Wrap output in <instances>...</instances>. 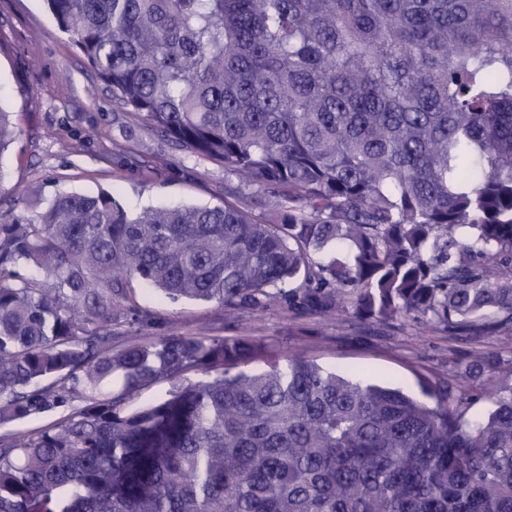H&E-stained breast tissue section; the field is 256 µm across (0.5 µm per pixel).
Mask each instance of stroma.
<instances>
[{"instance_id":"obj_1","label":"stroma","mask_w":512,"mask_h":512,"mask_svg":"<svg viewBox=\"0 0 512 512\" xmlns=\"http://www.w3.org/2000/svg\"><path fill=\"white\" fill-rule=\"evenodd\" d=\"M0 107L11 112L19 130L0 156V206L16 213L34 216L35 196L48 199L62 190L106 191L134 214L224 202L223 164L176 150L141 115L118 108L109 87L61 32L46 0H0ZM125 298L130 311L112 324L115 345L127 336L143 343L161 336H250L264 345L250 369L301 353L416 397L423 377L453 370L460 354L512 353L510 333L475 344L408 321L300 317L281 297L256 309L228 310L173 301L133 279Z\"/></svg>"}]
</instances>
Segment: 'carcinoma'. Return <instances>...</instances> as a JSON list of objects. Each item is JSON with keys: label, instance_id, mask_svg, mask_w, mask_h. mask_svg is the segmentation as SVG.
<instances>
[{"label": "carcinoma", "instance_id": "1", "mask_svg": "<svg viewBox=\"0 0 512 512\" xmlns=\"http://www.w3.org/2000/svg\"><path fill=\"white\" fill-rule=\"evenodd\" d=\"M47 2L113 102L224 164L235 201L0 210V428L62 414L0 434V512H512V357L425 379L429 404L299 354L245 371L250 337L112 346L130 278L512 332V0ZM17 135L0 109V155Z\"/></svg>", "mask_w": 512, "mask_h": 512}]
</instances>
